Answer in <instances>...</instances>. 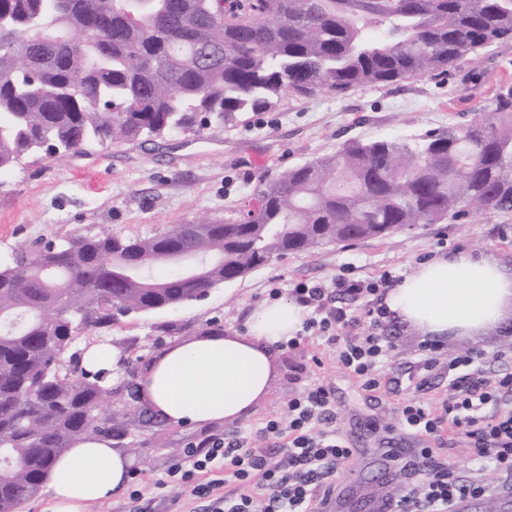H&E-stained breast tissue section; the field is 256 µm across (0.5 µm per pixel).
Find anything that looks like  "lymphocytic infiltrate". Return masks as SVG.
I'll list each match as a JSON object with an SVG mask.
<instances>
[{
  "instance_id": "f902f5d3",
  "label": "lymphocytic infiltrate",
  "mask_w": 512,
  "mask_h": 512,
  "mask_svg": "<svg viewBox=\"0 0 512 512\" xmlns=\"http://www.w3.org/2000/svg\"><path fill=\"white\" fill-rule=\"evenodd\" d=\"M394 283L386 272L376 279L341 276L329 287L298 281L291 288L295 301L311 311L305 333L333 347L337 363L369 392L380 389L392 348L383 334L390 317L383 297ZM332 289L347 305H329ZM356 301L362 310L353 309ZM362 318L366 334L342 337L343 329ZM408 382L411 394L399 408L400 427L418 437L465 438L475 472L469 481L457 480L447 460L420 449L404 465L416 486L398 498L396 512H453L458 497L489 492L485 471L512 477V374L491 377L480 355L458 356L448 367L450 393L436 405L424 398L428 381L421 369H412ZM335 421L334 393L317 382L289 401L285 416L268 420L261 430L262 437L285 439L284 449L260 448L241 435L212 436L191 445L169 475L205 503V512H320L335 469L352 454ZM218 461L223 478L202 481Z\"/></svg>"
}]
</instances>
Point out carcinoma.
I'll return each instance as SVG.
<instances>
[{
  "instance_id": "carcinoma-1",
  "label": "carcinoma",
  "mask_w": 512,
  "mask_h": 512,
  "mask_svg": "<svg viewBox=\"0 0 512 512\" xmlns=\"http://www.w3.org/2000/svg\"><path fill=\"white\" fill-rule=\"evenodd\" d=\"M512 39V0H0V171L24 156L163 139L444 74ZM512 213V85L480 119L414 141H353L282 172L222 220L149 237L58 232L0 264V512H20L77 439L126 435L135 371L79 368L81 332L197 300L290 253ZM192 247L200 266L157 278Z\"/></svg>"
}]
</instances>
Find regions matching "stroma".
<instances>
[{"label":"stroma","mask_w":512,"mask_h":512,"mask_svg":"<svg viewBox=\"0 0 512 512\" xmlns=\"http://www.w3.org/2000/svg\"><path fill=\"white\" fill-rule=\"evenodd\" d=\"M503 83L512 84V41L458 62L445 75L342 97L321 91L306 97L287 94L273 110L250 112L200 133L179 131L156 142L107 145L63 160L27 155L0 174V262L17 245L43 246L60 228L135 237L166 232L203 215L224 218L284 169L335 152L350 140L410 139L469 124ZM458 249L494 256L512 268V213L484 212L457 224H420L381 240L291 254L201 299L131 314L112 326L82 332L76 346L109 342L121 364L138 367L171 341L212 330L246 331L253 309L268 301L271 286L280 287L287 299L298 281L328 285L342 274L376 279L386 271L400 280L421 259ZM385 334L393 344L388 377L406 380L417 362L437 358L426 392L435 402L448 395V364L457 356L478 354L487 372H512V360L498 357L512 339V316L473 338L437 340L433 352L425 351L420 333L404 324L388 322ZM275 355L270 389L248 417L168 427L162 447L153 438L155 422L128 430L127 441L136 445L131 469L142 481L143 498L135 503L128 492H121L104 501L106 512H197L198 502L170 484L168 476L188 446L213 435L256 436L269 419L286 413L289 399L317 381L335 390L337 428L348 438L362 433L371 450L367 457L353 454L338 468L335 481L368 479L388 466L401 469V462L385 463L380 450L396 434L397 412L407 389L370 398L337 365L333 348L316 338L296 348L277 347Z\"/></svg>","instance_id":"35a3bbf8"}]
</instances>
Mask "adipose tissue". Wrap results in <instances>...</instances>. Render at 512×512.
Masks as SVG:
<instances>
[{"label": "adipose tissue", "instance_id": "ef3b65f1", "mask_svg": "<svg viewBox=\"0 0 512 512\" xmlns=\"http://www.w3.org/2000/svg\"><path fill=\"white\" fill-rule=\"evenodd\" d=\"M385 305L423 335L475 336L512 307V271L482 253L441 254L389 289ZM305 316L304 307L279 299L254 309L246 332H205L168 343L138 372V405L171 426L247 416L269 390L275 346L293 338ZM131 465L112 439L75 441L45 477L50 512H93L125 488Z\"/></svg>", "mask_w": 512, "mask_h": 512}]
</instances>
